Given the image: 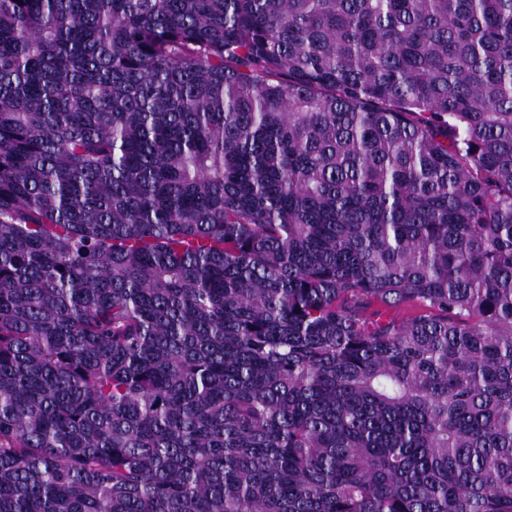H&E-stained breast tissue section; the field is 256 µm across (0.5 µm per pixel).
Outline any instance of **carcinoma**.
<instances>
[{
  "mask_svg": "<svg viewBox=\"0 0 512 512\" xmlns=\"http://www.w3.org/2000/svg\"><path fill=\"white\" fill-rule=\"evenodd\" d=\"M0 512H512V0H0Z\"/></svg>",
  "mask_w": 512,
  "mask_h": 512,
  "instance_id": "1",
  "label": "carcinoma"
}]
</instances>
